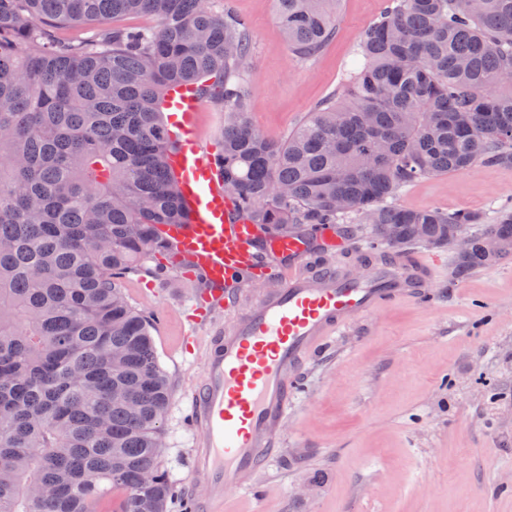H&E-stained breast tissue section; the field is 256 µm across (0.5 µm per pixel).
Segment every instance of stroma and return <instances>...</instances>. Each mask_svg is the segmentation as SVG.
<instances>
[{
  "label": "stroma",
  "instance_id": "obj_1",
  "mask_svg": "<svg viewBox=\"0 0 512 512\" xmlns=\"http://www.w3.org/2000/svg\"><path fill=\"white\" fill-rule=\"evenodd\" d=\"M385 7L386 0H341L334 38L305 60L286 44L275 0H231L252 41L251 122L282 139L337 94ZM396 201L490 222L512 202V166L424 177ZM427 252L440 268L434 302L388 305L311 358L281 451L260 478L267 495L233 492L223 512H512V260L458 280L451 250ZM155 267L151 260L129 275L125 292L154 317L156 354L172 382L162 448L178 496L167 512H184L186 404L198 371L180 353L190 285L168 271L146 296Z\"/></svg>",
  "mask_w": 512,
  "mask_h": 512
}]
</instances>
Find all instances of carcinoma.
Masks as SVG:
<instances>
[{
    "mask_svg": "<svg viewBox=\"0 0 512 512\" xmlns=\"http://www.w3.org/2000/svg\"><path fill=\"white\" fill-rule=\"evenodd\" d=\"M288 47L312 58L340 0H276ZM148 16L150 28L71 25ZM245 24L210 0H0V512H166L172 388L151 323L124 291L185 224L161 102L174 82L224 112V193L255 223L371 225L384 250L472 248L454 273L512 257V210L392 202L414 181L512 166V0H388L342 92L284 140L249 119ZM505 243L490 258L487 238Z\"/></svg>",
    "mask_w": 512,
    "mask_h": 512,
    "instance_id": "1",
    "label": "carcinoma"
}]
</instances>
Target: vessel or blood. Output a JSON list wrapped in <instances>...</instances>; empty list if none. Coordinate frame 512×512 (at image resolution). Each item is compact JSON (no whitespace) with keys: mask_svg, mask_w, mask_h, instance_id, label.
Segmentation results:
<instances>
[{"mask_svg":"<svg viewBox=\"0 0 512 512\" xmlns=\"http://www.w3.org/2000/svg\"><path fill=\"white\" fill-rule=\"evenodd\" d=\"M200 103L195 87L180 83L165 97L178 141L169 164L190 221L163 231L189 263V277L207 284L184 304L206 331L199 347L184 348L204 354L187 415L190 482L204 492L190 501L193 512H220L226 494L255 489L278 456L302 366L336 334L385 305L432 300L438 269L425 254L389 251L372 258L356 245L351 261L369 269L360 277L343 264L318 262L308 238L297 234L271 236L256 246V224L225 194L219 170L203 154L195 133ZM265 257L289 259L286 275L280 287L247 302L243 287L260 276ZM220 312L231 314L228 327L216 326Z\"/></svg>","mask_w":512,"mask_h":512,"instance_id":"b4317fda","label":"vessel or blood"}]
</instances>
